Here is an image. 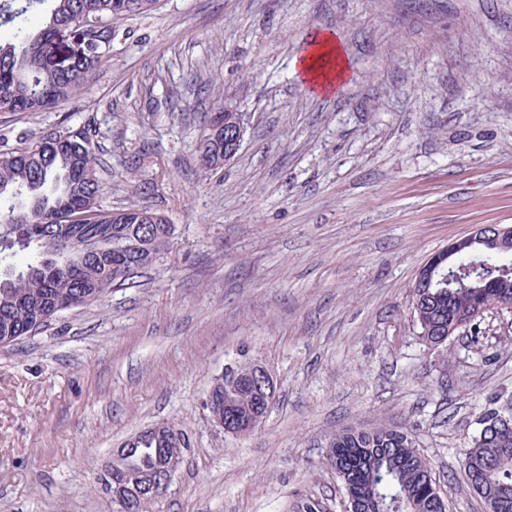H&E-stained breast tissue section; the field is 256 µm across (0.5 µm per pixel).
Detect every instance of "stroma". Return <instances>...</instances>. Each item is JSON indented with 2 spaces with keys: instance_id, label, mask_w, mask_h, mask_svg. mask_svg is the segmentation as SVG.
<instances>
[{
  "instance_id": "stroma-1",
  "label": "stroma",
  "mask_w": 512,
  "mask_h": 512,
  "mask_svg": "<svg viewBox=\"0 0 512 512\" xmlns=\"http://www.w3.org/2000/svg\"><path fill=\"white\" fill-rule=\"evenodd\" d=\"M314 27L351 66L330 98L292 66ZM218 100L247 132L208 176ZM86 125L103 207L149 206L174 235L98 303L0 348V512H117L97 478L158 423L186 446L148 512H344L329 444L379 425L413 435L449 512H488L461 460L484 407H512V313L433 347L410 286L475 225H512V0H159L117 23L78 102L0 112V154ZM244 346L277 390L236 436L204 403Z\"/></svg>"
}]
</instances>
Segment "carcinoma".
<instances>
[{
	"instance_id": "cac0c4a2",
	"label": "carcinoma",
	"mask_w": 512,
	"mask_h": 512,
	"mask_svg": "<svg viewBox=\"0 0 512 512\" xmlns=\"http://www.w3.org/2000/svg\"><path fill=\"white\" fill-rule=\"evenodd\" d=\"M158 0H51L49 21L38 30L27 25L32 0H6L0 24H11L14 37L0 41V112H40L51 97L58 108L82 96L102 67L112 43V23L147 15ZM73 30L89 38V53L57 68L43 63L54 36ZM59 143L44 133L0 155V340L21 336L37 324L45 327L80 297L98 302L127 269L148 267V256L135 247L143 239L170 243L171 225L152 210L129 204L118 209L100 205L99 149L81 128L57 131ZM199 163L205 173L222 168L224 140L203 130ZM25 258L23 267L11 263ZM450 262L471 270L460 284L442 281L441 269L429 285L412 284L411 312L423 341L448 331L452 314L512 301V253L492 243L468 248ZM247 347L224 368V425L246 434L257 425L264 398L256 388ZM182 448L149 438L135 445L125 464L132 470L158 469ZM327 460L341 479L346 512H446L431 464L415 448L411 433L388 426L351 428L332 439ZM463 467L472 489L490 512H512V428L477 435L465 450Z\"/></svg>"
}]
</instances>
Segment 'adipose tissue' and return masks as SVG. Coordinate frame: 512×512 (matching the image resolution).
<instances>
[{"instance_id": "ef3b65f1", "label": "adipose tissue", "mask_w": 512, "mask_h": 512, "mask_svg": "<svg viewBox=\"0 0 512 512\" xmlns=\"http://www.w3.org/2000/svg\"><path fill=\"white\" fill-rule=\"evenodd\" d=\"M294 66L306 91L317 98L335 96L351 76L349 60L339 36L326 28H316L305 34Z\"/></svg>"}]
</instances>
